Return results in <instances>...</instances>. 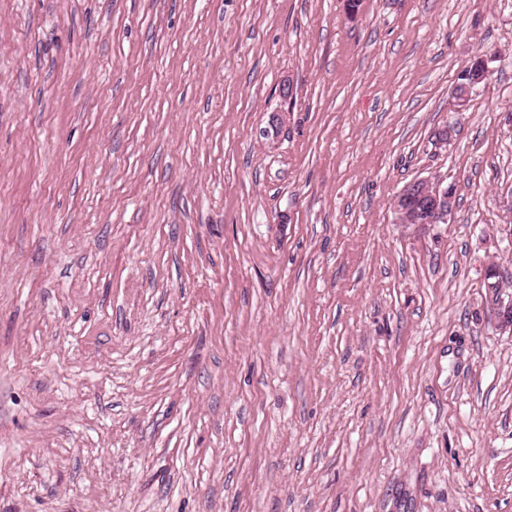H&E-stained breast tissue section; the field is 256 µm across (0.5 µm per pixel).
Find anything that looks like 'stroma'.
<instances>
[{"label": "stroma", "instance_id": "1", "mask_svg": "<svg viewBox=\"0 0 512 512\" xmlns=\"http://www.w3.org/2000/svg\"><path fill=\"white\" fill-rule=\"evenodd\" d=\"M510 112L512 0H0V512H512ZM488 71L483 60H476L466 66L460 73V82L455 88V98L460 106L468 101L470 92L487 79ZM456 205V188L439 176L407 183L393 201L397 223L425 227L448 222ZM504 282L505 275L501 268L495 263L487 264L484 272V309L501 330L512 333V294H505Z\"/></svg>", "mask_w": 512, "mask_h": 512}]
</instances>
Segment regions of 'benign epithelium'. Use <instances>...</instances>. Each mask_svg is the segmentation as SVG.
Listing matches in <instances>:
<instances>
[{
  "label": "benign epithelium",
  "mask_w": 512,
  "mask_h": 512,
  "mask_svg": "<svg viewBox=\"0 0 512 512\" xmlns=\"http://www.w3.org/2000/svg\"><path fill=\"white\" fill-rule=\"evenodd\" d=\"M488 71L482 60H476L460 73V82L455 88V98L461 106L468 101L470 92L487 79ZM456 205V188L444 183V179H416L407 183L393 201L397 223L409 227H425L448 223ZM505 275L501 268L486 265L484 283L486 295L484 309L487 315L503 331L512 333V294L504 291Z\"/></svg>",
  "instance_id": "7a95c632"
}]
</instances>
